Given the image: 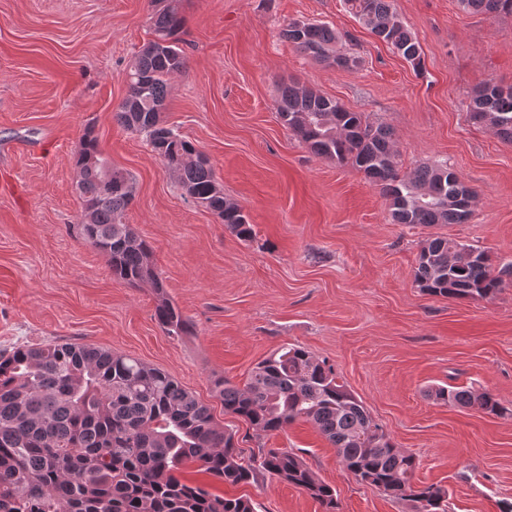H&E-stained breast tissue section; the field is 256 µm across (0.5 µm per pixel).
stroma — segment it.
I'll return each mask as SVG.
<instances>
[{
	"label": "stroma",
	"mask_w": 512,
	"mask_h": 512,
	"mask_svg": "<svg viewBox=\"0 0 512 512\" xmlns=\"http://www.w3.org/2000/svg\"><path fill=\"white\" fill-rule=\"evenodd\" d=\"M158 0H0V349L65 340L137 358L208 405L242 448H285L332 487L340 512H411L356 482L335 448L299 421L263 433L225 413L213 393L244 384L286 344L332 365L398 448L414 480L448 491V512L512 503V283L490 299L423 294L420 244L443 234L512 261V143L470 121L474 87L512 86V17L463 12L457 0H397L419 41L416 72L348 11L344 0H182L188 69L173 75L161 118L205 153L225 197L254 226L244 242L195 204L141 138L113 118L126 72L152 37ZM292 20L334 26L339 70L300 54ZM295 81L389 126L398 166L447 163L474 193L465 224L394 223L385 198L349 166L314 155L278 118ZM93 130L133 178L125 221L152 247L165 294L195 326L168 335L152 284L113 280L107 257L81 240L74 157ZM486 390L489 416L435 401L438 386ZM191 482L250 497L256 512H323L270 475L231 486L196 468Z\"/></svg>",
	"instance_id": "stroma-1"
}]
</instances>
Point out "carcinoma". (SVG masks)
<instances>
[{
    "label": "carcinoma",
    "mask_w": 512,
    "mask_h": 512,
    "mask_svg": "<svg viewBox=\"0 0 512 512\" xmlns=\"http://www.w3.org/2000/svg\"><path fill=\"white\" fill-rule=\"evenodd\" d=\"M161 2L153 38L128 69V95L115 119L146 139L194 203L249 241L253 225L242 206L224 197L208 158L160 120L170 76L187 68L179 38L182 0ZM346 3L379 40L414 70H423L421 45L395 0ZM457 3L468 13L512 16V0ZM283 36L315 60L342 70L358 66L356 57L336 49V30L326 24L290 21ZM275 107L312 153L351 166L378 187L395 223L469 221L473 193L459 195L461 181L442 165L400 172L389 127L295 83L281 86ZM469 117L490 122L501 139L512 142V86H476ZM76 166L84 208L80 237L108 257L113 279L130 287L154 286L155 318L166 333L194 334L191 321L165 297L150 245L125 223L132 179L112 165L90 129L80 140ZM508 274L511 261L496 265L486 251L436 235L423 242L414 277L426 295L466 300L495 296ZM213 391L225 412L259 431H281L298 420L312 423L357 481L408 502L413 512H447L448 490L415 484V458L396 447L332 366L307 349L284 345L254 367L244 386L217 378ZM432 394L458 408L477 405L491 416L507 411L495 395L472 387L438 386ZM190 463L233 486L267 473L307 493L324 512H339L336 492L297 454L271 448L244 457L235 434L217 425L210 408L158 368L87 343L0 350V512H255L249 498L213 494L184 479L182 469Z\"/></svg>",
    "instance_id": "1"
}]
</instances>
